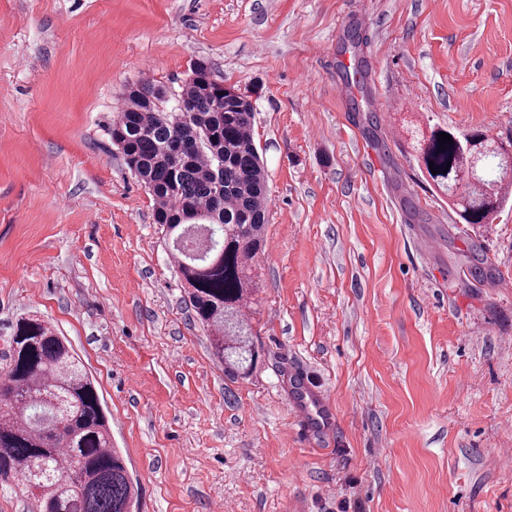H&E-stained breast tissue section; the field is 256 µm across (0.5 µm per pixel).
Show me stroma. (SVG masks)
<instances>
[{
	"label": "stroma",
	"mask_w": 512,
	"mask_h": 512,
	"mask_svg": "<svg viewBox=\"0 0 512 512\" xmlns=\"http://www.w3.org/2000/svg\"><path fill=\"white\" fill-rule=\"evenodd\" d=\"M353 24L376 127L336 93ZM197 59L249 95L268 174L245 380L110 136L127 85L176 93ZM410 121L512 139V0H0V367L20 317L68 338L139 512H512V202L462 223ZM293 368L333 449L287 410Z\"/></svg>",
	"instance_id": "35a3bbf8"
}]
</instances>
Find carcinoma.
<instances>
[{
    "label": "carcinoma",
    "mask_w": 512,
    "mask_h": 512,
    "mask_svg": "<svg viewBox=\"0 0 512 512\" xmlns=\"http://www.w3.org/2000/svg\"><path fill=\"white\" fill-rule=\"evenodd\" d=\"M369 63L362 58L347 83L351 112L369 108ZM149 82L129 87L112 125V143L155 204L154 221L171 240L177 269L196 319L210 331L212 355L233 377H247L259 351L243 314L254 284L251 262L267 223L268 185L252 136L249 96L213 78L197 59L174 95ZM407 132L417 138L422 168L448 194L467 224H491L512 192V165L495 177L465 182L467 159L484 135L466 138L440 126ZM453 143L438 142L439 133ZM436 168L431 173L430 168ZM0 475H19L35 488L37 512H136L135 489L121 453L112 447L98 391L78 354L45 321L22 317L9 362L0 369Z\"/></svg>",
    "instance_id": "carcinoma-1"
}]
</instances>
